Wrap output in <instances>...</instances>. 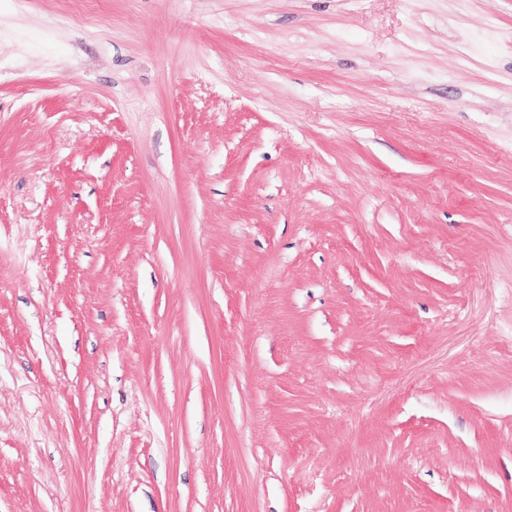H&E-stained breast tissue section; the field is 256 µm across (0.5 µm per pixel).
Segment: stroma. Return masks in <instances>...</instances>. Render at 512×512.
Instances as JSON below:
<instances>
[{
	"mask_svg": "<svg viewBox=\"0 0 512 512\" xmlns=\"http://www.w3.org/2000/svg\"><path fill=\"white\" fill-rule=\"evenodd\" d=\"M0 512H512V0H0Z\"/></svg>",
	"mask_w": 512,
	"mask_h": 512,
	"instance_id": "1",
	"label": "stroma"
}]
</instances>
